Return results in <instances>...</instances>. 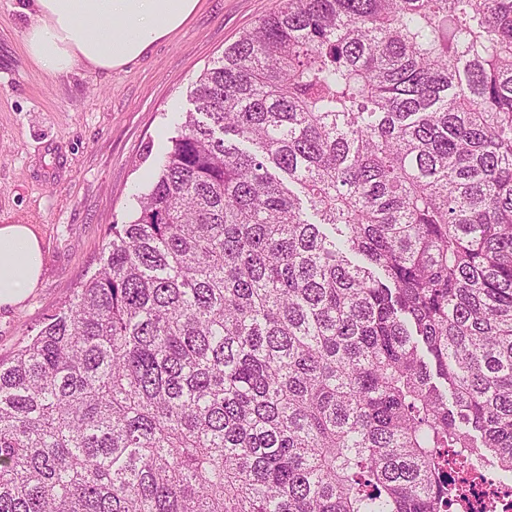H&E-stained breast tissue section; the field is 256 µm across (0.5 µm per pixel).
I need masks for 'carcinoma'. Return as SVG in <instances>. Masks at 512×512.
<instances>
[{"label": "carcinoma", "instance_id": "obj_1", "mask_svg": "<svg viewBox=\"0 0 512 512\" xmlns=\"http://www.w3.org/2000/svg\"><path fill=\"white\" fill-rule=\"evenodd\" d=\"M0 360V512H460L512 485V0H280Z\"/></svg>", "mask_w": 512, "mask_h": 512}]
</instances>
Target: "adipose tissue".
Here are the masks:
<instances>
[{"label": "adipose tissue", "mask_w": 512, "mask_h": 512, "mask_svg": "<svg viewBox=\"0 0 512 512\" xmlns=\"http://www.w3.org/2000/svg\"><path fill=\"white\" fill-rule=\"evenodd\" d=\"M201 0H25L27 52L42 71L127 66L182 28ZM43 269L38 236L26 224L0 225V307L21 304Z\"/></svg>", "instance_id": "adipose-tissue-1"}]
</instances>
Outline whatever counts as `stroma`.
<instances>
[{
	"instance_id": "obj_1",
	"label": "stroma",
	"mask_w": 512,
	"mask_h": 512,
	"mask_svg": "<svg viewBox=\"0 0 512 512\" xmlns=\"http://www.w3.org/2000/svg\"><path fill=\"white\" fill-rule=\"evenodd\" d=\"M279 0H202L192 20L116 71L51 76L30 60L18 0H0V225L29 224L43 274L0 308V359L100 266L155 179L199 75Z\"/></svg>"
}]
</instances>
